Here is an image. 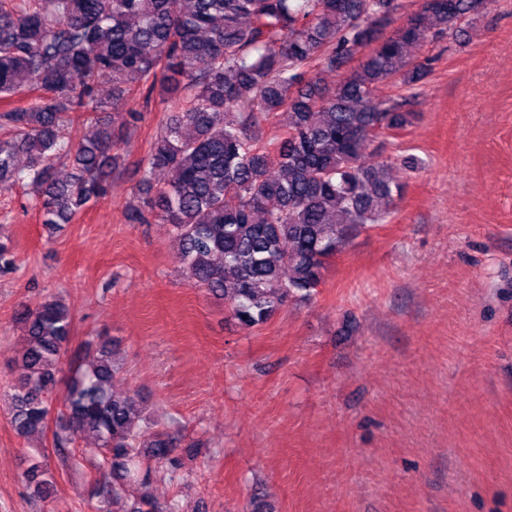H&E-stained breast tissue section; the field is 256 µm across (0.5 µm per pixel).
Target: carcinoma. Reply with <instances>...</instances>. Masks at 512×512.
Returning a JSON list of instances; mask_svg holds the SVG:
<instances>
[{
	"label": "carcinoma",
	"instance_id": "1",
	"mask_svg": "<svg viewBox=\"0 0 512 512\" xmlns=\"http://www.w3.org/2000/svg\"><path fill=\"white\" fill-rule=\"evenodd\" d=\"M490 4L420 0L385 37L398 0H0V194L28 187L42 223H70L109 191L121 146L109 127L77 136L75 126L106 110L134 123L130 99L158 94L166 118L137 163L146 191L131 219L169 225L188 282L260 327L287 300L312 296L345 243L390 217L404 186L389 161L367 157L376 130L414 123L411 100L429 70L411 50ZM363 46L357 67L322 82ZM383 82L406 94L376 99ZM22 93L29 102L13 105ZM273 116L281 134L266 140ZM17 321L16 433L42 434L55 419L64 459L92 440L97 512H114L131 488L141 494L129 512H178L148 492L152 465L182 468L177 441L140 440L145 400L112 392L123 369L112 341L87 364L64 363L73 315L59 295ZM25 477L49 496V470L34 464Z\"/></svg>",
	"mask_w": 512,
	"mask_h": 512
}]
</instances>
